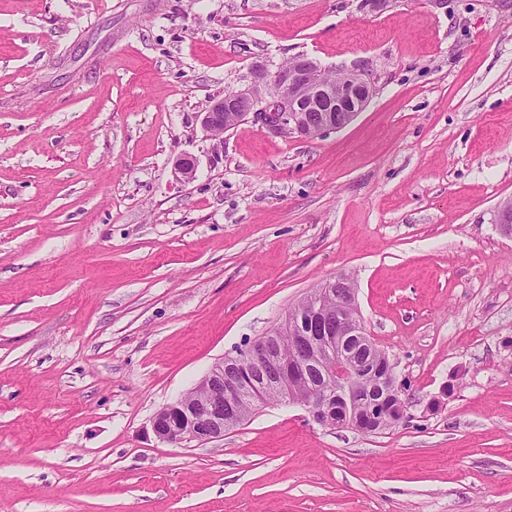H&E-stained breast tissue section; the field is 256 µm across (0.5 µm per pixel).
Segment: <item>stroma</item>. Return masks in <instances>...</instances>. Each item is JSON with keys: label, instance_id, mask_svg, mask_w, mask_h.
Returning a JSON list of instances; mask_svg holds the SVG:
<instances>
[{"label": "stroma", "instance_id": "35a3bbf8", "mask_svg": "<svg viewBox=\"0 0 512 512\" xmlns=\"http://www.w3.org/2000/svg\"><path fill=\"white\" fill-rule=\"evenodd\" d=\"M299 54L370 74L351 125L201 130ZM510 201L512 0H0V512H512ZM339 274L405 421L155 439Z\"/></svg>", "mask_w": 512, "mask_h": 512}]
</instances>
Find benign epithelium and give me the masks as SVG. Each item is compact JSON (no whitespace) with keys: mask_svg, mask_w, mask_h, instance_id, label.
I'll use <instances>...</instances> for the list:
<instances>
[{"mask_svg":"<svg viewBox=\"0 0 512 512\" xmlns=\"http://www.w3.org/2000/svg\"><path fill=\"white\" fill-rule=\"evenodd\" d=\"M373 94V83L365 73L329 72L301 54L272 67L254 63L250 85L210 98L197 120L214 138L249 116L273 134L315 138L350 125ZM174 167L190 180L197 161L183 155ZM341 284V276L327 280L292 308L278 327L215 362L197 385L208 392L206 400L192 403L181 398L163 407L151 420L153 435L176 447L222 438L243 422L239 405L255 404L256 396L265 390L276 392L281 403L305 407L323 426L370 432L400 423V417L359 418V408L367 401L362 381L368 366L358 353L375 344L359 315L355 289L339 294L336 288ZM330 302L336 303L340 315L338 327L324 313ZM289 339L293 356L285 362L281 349ZM310 369L321 371L324 381L304 396L302 375Z\"/></svg>","mask_w":512,"mask_h":512,"instance_id":"benign-epithelium-1","label":"benign epithelium"}]
</instances>
